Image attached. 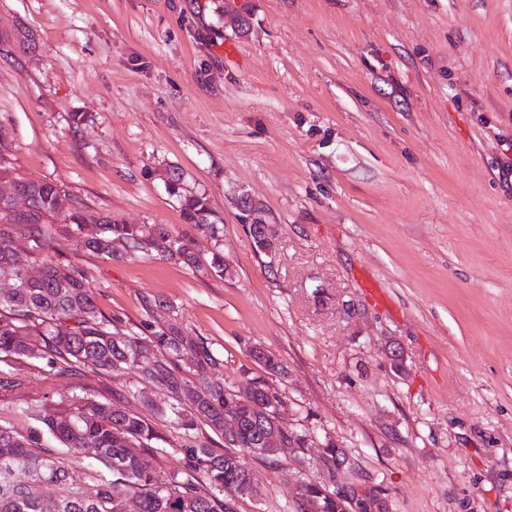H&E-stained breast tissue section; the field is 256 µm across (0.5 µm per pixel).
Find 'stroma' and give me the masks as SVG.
Returning <instances> with one entry per match:
<instances>
[{"instance_id": "stroma-1", "label": "stroma", "mask_w": 512, "mask_h": 512, "mask_svg": "<svg viewBox=\"0 0 512 512\" xmlns=\"http://www.w3.org/2000/svg\"><path fill=\"white\" fill-rule=\"evenodd\" d=\"M0 132L96 217L188 234L171 172L207 197L224 276L62 247L125 333L212 345L211 380L262 377L255 347L285 367L312 451L249 458L238 512H294L329 442L390 512H512V0H0ZM103 385L165 400L57 383ZM249 205H244L240 201V210H241V212L243 214V216H242L243 219L242 220H243L244 224H253L254 213L250 212ZM251 209H252L253 212L258 214V216L254 219L255 222H262L266 218L267 210L265 209V207L261 203L253 202ZM262 224H265V226L263 227ZM267 224H268L267 219H265L264 222L261 223V224H253V226H256L257 230H256V233L253 232V234L251 233V235H253L254 237H257V235L258 236L261 235L262 231H260L259 228H260V226H262V229L264 231V235H263L262 239L258 238V240H262L264 243H266L268 240H271L269 234L267 233V227H268Z\"/></svg>"}]
</instances>
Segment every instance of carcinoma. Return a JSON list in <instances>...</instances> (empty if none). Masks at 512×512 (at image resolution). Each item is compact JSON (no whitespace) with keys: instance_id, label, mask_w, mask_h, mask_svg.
I'll list each match as a JSON object with an SVG mask.
<instances>
[{"instance_id":"carcinoma-1","label":"carcinoma","mask_w":512,"mask_h":512,"mask_svg":"<svg viewBox=\"0 0 512 512\" xmlns=\"http://www.w3.org/2000/svg\"><path fill=\"white\" fill-rule=\"evenodd\" d=\"M8 154L0 132V177L20 181L30 209L18 217L0 205V265L16 271L13 287L0 291V405L17 410L29 427L24 433L0 427V512H46L49 501L52 512H128L131 502L138 512H238L233 499L260 496L258 489L245 492L244 454L266 447L273 437L285 448L307 447L305 435L271 419L285 405L283 394L261 379L209 381L206 372L219 364V354L175 326L150 336L112 331L86 287L84 270L58 249L49 254L58 237L76 233L92 253L155 252L199 270L204 264L195 241L173 235L164 224H122L67 209L55 184L23 178ZM166 190L179 201L184 223L219 245L222 229L208 199L184 188L180 173L170 174ZM19 233L30 239L31 252L9 246ZM39 254L40 261L32 260ZM251 357L267 375H284L276 357L259 348ZM33 359L41 362L37 385L23 372ZM86 368L112 377L135 369L172 403L141 395V413L125 407L133 393L129 387L112 390L110 401L94 389L52 388L54 379ZM189 371L199 380H189ZM148 413L178 431L173 447L181 455L179 467H165L167 450ZM229 420L238 428L237 454L213 441L224 439ZM200 423L210 435H199ZM61 448L68 457L60 456ZM304 482L323 512H338L335 502L320 496V479L307 476ZM359 512H389L378 488L369 490Z\"/></svg>"}]
</instances>
